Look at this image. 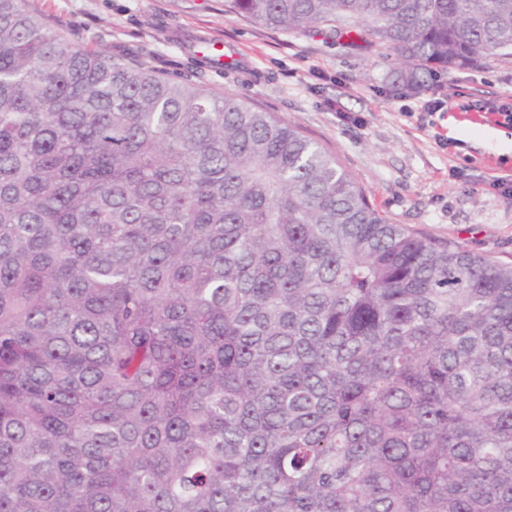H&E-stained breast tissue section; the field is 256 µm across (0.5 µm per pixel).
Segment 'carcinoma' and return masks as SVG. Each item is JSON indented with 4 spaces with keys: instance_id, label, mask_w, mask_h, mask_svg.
Wrapping results in <instances>:
<instances>
[{
    "instance_id": "obj_1",
    "label": "carcinoma",
    "mask_w": 512,
    "mask_h": 512,
    "mask_svg": "<svg viewBox=\"0 0 512 512\" xmlns=\"http://www.w3.org/2000/svg\"><path fill=\"white\" fill-rule=\"evenodd\" d=\"M512 57V0H224ZM0 512H512V264L390 223L335 156L0 0Z\"/></svg>"
}]
</instances>
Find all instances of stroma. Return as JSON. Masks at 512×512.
I'll return each mask as SVG.
<instances>
[{"instance_id":"35a3bbf8","label":"stroma","mask_w":512,"mask_h":512,"mask_svg":"<svg viewBox=\"0 0 512 512\" xmlns=\"http://www.w3.org/2000/svg\"><path fill=\"white\" fill-rule=\"evenodd\" d=\"M92 49L275 113L335 155L389 222L512 263V59L393 84L394 55L226 15L224 0H27Z\"/></svg>"}]
</instances>
